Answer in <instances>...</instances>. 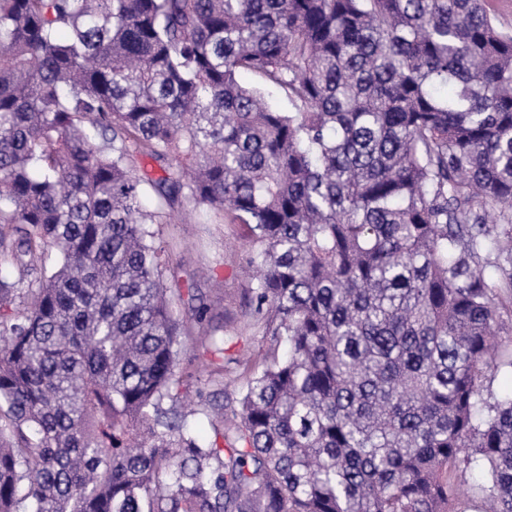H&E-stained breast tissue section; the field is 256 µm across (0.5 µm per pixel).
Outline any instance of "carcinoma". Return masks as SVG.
<instances>
[{"mask_svg":"<svg viewBox=\"0 0 512 512\" xmlns=\"http://www.w3.org/2000/svg\"><path fill=\"white\" fill-rule=\"evenodd\" d=\"M175 209L244 230L270 342L231 414L202 401L220 442L182 411L231 369L211 335L180 366ZM503 288L512 34L483 0H0V512H454L459 469L512 512Z\"/></svg>","mask_w":512,"mask_h":512,"instance_id":"cac0c4a2","label":"carcinoma"}]
</instances>
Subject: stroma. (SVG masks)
<instances>
[{
    "label": "stroma",
    "mask_w": 512,
    "mask_h": 512,
    "mask_svg": "<svg viewBox=\"0 0 512 512\" xmlns=\"http://www.w3.org/2000/svg\"><path fill=\"white\" fill-rule=\"evenodd\" d=\"M168 252L163 280L179 316L188 314V297L210 308L209 328L224 336L225 358L261 347V333L248 320V281L244 270L251 247L236 226L223 218L187 213L157 227Z\"/></svg>",
    "instance_id": "stroma-1"
}]
</instances>
